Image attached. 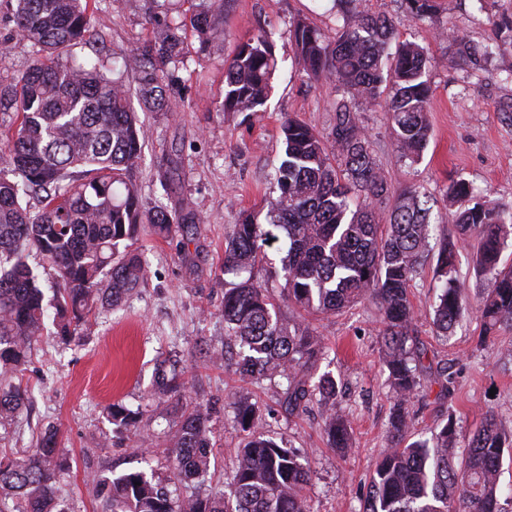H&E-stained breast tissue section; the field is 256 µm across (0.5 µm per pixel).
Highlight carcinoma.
Segmentation results:
<instances>
[{
	"instance_id": "carcinoma-1",
	"label": "carcinoma",
	"mask_w": 512,
	"mask_h": 512,
	"mask_svg": "<svg viewBox=\"0 0 512 512\" xmlns=\"http://www.w3.org/2000/svg\"><path fill=\"white\" fill-rule=\"evenodd\" d=\"M14 33L28 43L31 63L20 76L0 79V114L15 131L0 154V375L23 371L32 344L44 334L68 345L99 305L119 306L142 283L146 260L134 248L139 227L168 235L174 225L202 223L189 209L147 208L131 173L142 157L144 125L129 103L125 70L133 72L136 95L147 112H167L164 74L188 53V35L200 47L223 38L215 0H193L189 20L153 18V37L127 57L125 69L106 68L100 58L72 61L73 49L97 39L92 24L99 0H9ZM343 24L327 36L304 15L294 17L290 35L307 80L336 85V123L324 137L298 117L287 116L279 135L284 154L275 170L278 195L266 201V223L249 212L225 239L224 345L237 347L234 372L243 380L286 381L281 405L290 415L325 405L336 381L317 374L325 355L322 336L284 319L253 269L265 247L288 240L282 259V300L308 313L334 314L372 298L382 313L380 355L395 398L392 444L378 461L363 512H506L498 475L512 437L492 417L470 437L456 461L453 411L428 438L407 441L410 402L418 394L422 352L408 342L416 315L410 284L431 258V221L437 201L409 187L397 193L373 154L360 113L382 107L392 123L400 154L417 162L431 138L426 48L399 40L392 19L353 11L354 0H334ZM406 16L433 23L439 0H400ZM451 42L478 71L493 55L490 44L455 32ZM278 60L270 34L260 31L236 45L224 68V113L257 112L268 100ZM442 201L455 208L461 240L476 237L475 264L487 280L481 318L485 336L512 327V266H500L512 236V212L477 197L459 178ZM388 210L386 230L378 212ZM455 243L438 251L442 282L433 309L440 336L453 335L463 311ZM55 271L51 298L28 263L31 253ZM52 317L53 329L45 319ZM186 383L177 362L157 368L156 395L182 398ZM28 400L27 390L0 386V427ZM242 433L228 491L182 496L176 487L203 476L211 454V427L199 405L182 412L166 432L172 458L170 484L132 471L99 481L101 512H310L302 491L311 479L297 450L277 442L246 398L233 401ZM106 415L119 432L136 427L141 412L112 404ZM321 431L330 448H348V420L334 408L322 411ZM67 460L57 429L40 434L22 455H0V512H68L57 501Z\"/></svg>"
}]
</instances>
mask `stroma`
<instances>
[{"label": "stroma", "mask_w": 512, "mask_h": 512, "mask_svg": "<svg viewBox=\"0 0 512 512\" xmlns=\"http://www.w3.org/2000/svg\"><path fill=\"white\" fill-rule=\"evenodd\" d=\"M331 0H222L221 49L201 56L189 52L170 86V109L144 112L147 129L142 159L132 181L145 207L191 209L203 222L197 234L174 231L168 237L141 228L136 246L149 272L137 291L116 307L95 308L70 345L44 336L35 344L23 372L12 384L26 388L29 400L8 428H0V454L35 447L47 426L58 430V445L72 467L59 482V497L72 512H100L98 479L138 470L150 455L157 481L172 471L163 432L179 416L154 395L155 369L175 358L186 383L185 400L207 404L213 456L200 494L224 490L241 434L233 422L232 400L257 402L269 433L306 456L312 478L304 490L310 512H362L373 466L389 446L394 398L380 360L383 328L369 300L329 316L307 317L283 308L293 324L318 330L330 351L320 372L335 378L337 412L348 418L354 443L348 451L328 448L319 432V411L289 416L277 388L258 387L225 368L218 353L224 338V243L238 216L259 211L273 190L274 167L283 152L282 119L294 115L321 134L336 119L331 104L336 87L312 84L293 66L289 32L294 16L304 15L326 34L336 17ZM357 11L393 18L400 38L425 46L432 58L430 101L432 137L420 163L400 157L382 108L363 112L377 163L394 190L423 185L442 197L450 180L464 178L477 194L512 211V0H441L437 25L414 24L399 0H357ZM153 0H112L100 14L104 61L130 52L149 35ZM271 32L278 59L273 90L260 112H220L224 61L240 40L258 30ZM466 31L477 41L494 40L500 50L480 71L463 66L446 31ZM30 62L28 45L13 33L8 12H0V78L11 79ZM456 267L465 289L466 309L451 338L436 336L432 306L439 281L425 266L410 288L417 313L414 344L423 349L419 400L410 410L413 437L456 416L457 446L465 448L486 415L512 435V328L482 338L479 302L486 280L477 275L472 247L458 243ZM451 376L453 393L441 384ZM119 403L142 408L134 434L117 432L104 414Z\"/></svg>", "instance_id": "obj_1"}]
</instances>
